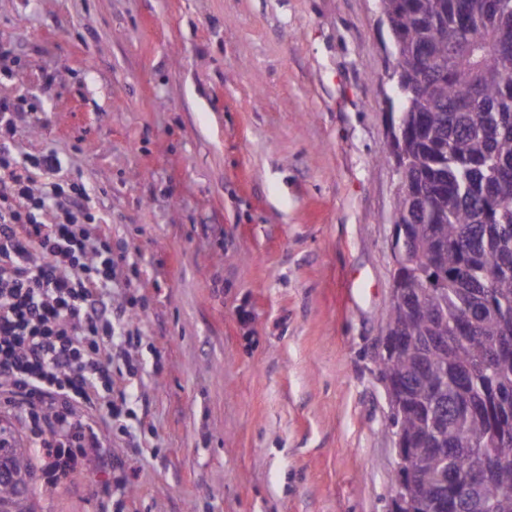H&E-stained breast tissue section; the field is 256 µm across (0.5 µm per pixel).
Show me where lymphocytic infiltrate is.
Listing matches in <instances>:
<instances>
[{
  "mask_svg": "<svg viewBox=\"0 0 512 512\" xmlns=\"http://www.w3.org/2000/svg\"><path fill=\"white\" fill-rule=\"evenodd\" d=\"M20 107L0 99V402L28 423L56 482L111 454L89 412L129 433L117 382L135 377L127 354L139 338L123 325L126 304L112 302L119 261L108 234L89 231L97 218L84 185L57 179L54 151L14 154Z\"/></svg>",
  "mask_w": 512,
  "mask_h": 512,
  "instance_id": "obj_1",
  "label": "lymphocytic infiltrate"
}]
</instances>
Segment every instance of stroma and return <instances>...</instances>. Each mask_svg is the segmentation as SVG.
I'll return each mask as SVG.
<instances>
[{
    "instance_id": "stroma-1",
    "label": "stroma",
    "mask_w": 512,
    "mask_h": 512,
    "mask_svg": "<svg viewBox=\"0 0 512 512\" xmlns=\"http://www.w3.org/2000/svg\"><path fill=\"white\" fill-rule=\"evenodd\" d=\"M10 138L87 188L139 372L42 512H390L400 177L374 0H0ZM250 314L241 322L240 311Z\"/></svg>"
}]
</instances>
